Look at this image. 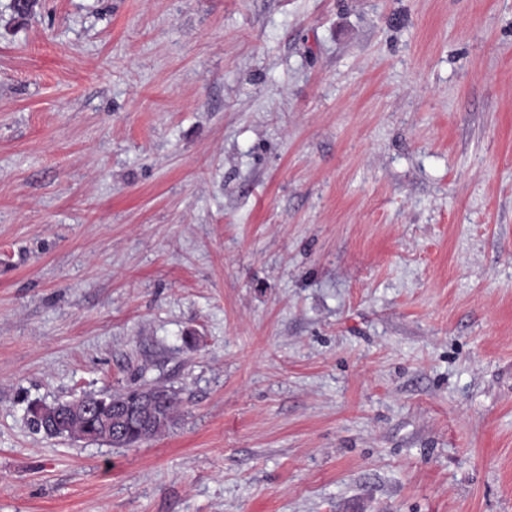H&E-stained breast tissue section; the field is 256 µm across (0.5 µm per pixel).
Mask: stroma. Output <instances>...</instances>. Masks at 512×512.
Here are the masks:
<instances>
[{"mask_svg":"<svg viewBox=\"0 0 512 512\" xmlns=\"http://www.w3.org/2000/svg\"><path fill=\"white\" fill-rule=\"evenodd\" d=\"M0 512H512V0H0ZM156 389V386L141 390L133 389L122 393H115L109 396L112 398L114 403L125 406L128 402H134L138 400L139 395L144 397L149 394H153ZM109 396H101L98 398L81 397L72 401L68 405V410L61 414H57L61 404L50 406L44 405L43 409L47 418L39 420L38 418L31 416L30 421L38 431H43L47 437L54 438L64 436L68 438H74L81 436L92 441H101L110 444V430L102 427L97 420L93 421L88 416H84L82 414H71L66 421L65 427L62 430H58L55 434L46 433L43 427V421L49 420L53 414H57L51 420H49L48 423L50 424L51 428H60L64 417L74 405L79 406L83 412L95 417L98 420H103L105 418L112 419V417L121 419L126 414L125 410L119 407L112 408V400L109 399ZM177 411L176 394H172L164 388V391L158 394V400L155 408L147 415L150 425L145 432L144 438L133 436L128 440L129 445H136L142 441L154 439L163 434L173 423Z\"/></svg>","mask_w":512,"mask_h":512,"instance_id":"stroma-1","label":"stroma"}]
</instances>
